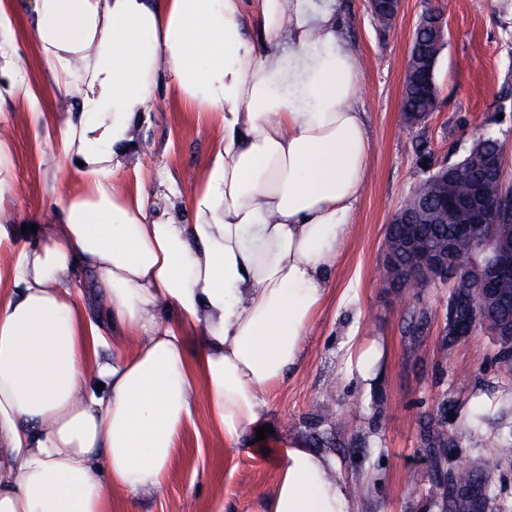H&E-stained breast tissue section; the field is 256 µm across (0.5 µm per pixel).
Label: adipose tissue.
I'll return each mask as SVG.
<instances>
[{"mask_svg": "<svg viewBox=\"0 0 512 512\" xmlns=\"http://www.w3.org/2000/svg\"><path fill=\"white\" fill-rule=\"evenodd\" d=\"M23 35L54 98L53 160L81 162L34 243L0 244V512H112L159 492L205 390L239 451L268 393L305 360L333 288L372 140L342 0H34ZM222 135L189 203L129 167L155 88ZM89 272L104 321L79 303ZM111 347V358L100 356ZM263 512H355L335 459L301 441Z\"/></svg>", "mask_w": 512, "mask_h": 512, "instance_id": "1", "label": "adipose tissue"}]
</instances>
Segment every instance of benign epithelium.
<instances>
[{
    "instance_id": "1",
    "label": "benign epithelium",
    "mask_w": 512,
    "mask_h": 512,
    "mask_svg": "<svg viewBox=\"0 0 512 512\" xmlns=\"http://www.w3.org/2000/svg\"><path fill=\"white\" fill-rule=\"evenodd\" d=\"M380 0H368L372 12L380 20L390 24L397 19L403 0H388V15L379 12ZM430 28L432 37L446 44L447 32L443 19L427 22L421 16L419 29ZM490 173L499 184L498 194L487 198L482 190L463 201L448 198V164L435 168L430 182L434 196L423 198V204L433 203L425 210L428 224H446L448 218L455 219L456 230L451 236L434 239L422 244L419 221L403 209L397 210L386 226L383 246L384 282L393 289L405 288L413 280L429 285L456 282L461 278L475 282L474 302L470 316L463 320L457 316L454 305H448L447 339L459 341L476 327L486 329L499 344L500 352H512V318L507 311L512 309V295L490 288V285L512 278V235L497 233L498 225L492 223L504 205L512 210V180L505 176V144L494 142L491 151ZM478 245L485 258L473 267H450L461 245ZM412 257L411 263L404 258Z\"/></svg>"
}]
</instances>
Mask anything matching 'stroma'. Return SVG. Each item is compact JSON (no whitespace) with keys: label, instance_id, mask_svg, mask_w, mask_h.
<instances>
[{"label":"stroma","instance_id":"35a3bbf8","mask_svg":"<svg viewBox=\"0 0 512 512\" xmlns=\"http://www.w3.org/2000/svg\"><path fill=\"white\" fill-rule=\"evenodd\" d=\"M32 0H13L0 13V39L13 38L16 56L34 94L0 96V136L11 154L0 187V202L12 214L11 230L23 241L29 217L47 211L52 193L79 191L75 166L44 165L54 131L43 118L65 111L50 99L46 64L21 30L30 21ZM347 42L362 64L360 103L372 137V155L357 202L350 239L331 273L334 292L306 338L302 368L268 397L264 442L247 433L238 453H229L214 429L206 396L198 394L194 423L180 440V452L162 491L112 496V512H259L271 494L277 462L293 441L331 454L348 484L359 485L357 512H441L428 447L416 421L446 418L449 436L459 439L454 455L469 463L478 441L491 451L496 434L512 430V408L501 398L512 376L498 372L499 346L483 328L466 339L445 342L449 286L424 289L405 300L384 284L385 226L430 170L455 163L482 135L510 144L506 169L512 177V0H404L395 22L382 24L365 0H346ZM444 18L448 43L436 68L438 108L422 124L408 126L399 98L408 42L425 10ZM160 107L137 127V157L151 158L176 189L175 203L190 218L188 199L200 183L219 128L197 117L157 85ZM382 355L361 378L356 356L370 346ZM485 414L484 427L464 428L461 416L471 401Z\"/></svg>","mask_w":512,"mask_h":512}]
</instances>
